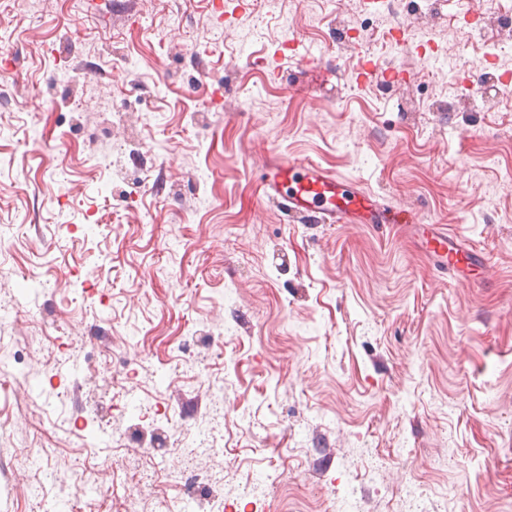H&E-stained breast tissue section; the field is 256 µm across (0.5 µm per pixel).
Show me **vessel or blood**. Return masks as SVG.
Segmentation results:
<instances>
[{
    "instance_id": "vessel-or-blood-1",
    "label": "vessel or blood",
    "mask_w": 512,
    "mask_h": 512,
    "mask_svg": "<svg viewBox=\"0 0 512 512\" xmlns=\"http://www.w3.org/2000/svg\"><path fill=\"white\" fill-rule=\"evenodd\" d=\"M265 195L288 216L316 218L323 224H413L417 217L401 205H385L362 190L340 181L320 165L304 160L273 158L262 174ZM440 263L462 272L466 283L491 281L490 259L481 251L445 233H436Z\"/></svg>"
}]
</instances>
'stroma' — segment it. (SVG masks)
Wrapping results in <instances>:
<instances>
[{"mask_svg": "<svg viewBox=\"0 0 512 512\" xmlns=\"http://www.w3.org/2000/svg\"><path fill=\"white\" fill-rule=\"evenodd\" d=\"M223 3L0 0V317L24 324L0 332L1 419L28 390L0 512H512V103L471 102L512 75V42L486 45L512 0ZM275 155L409 205L493 281L438 270L409 224L289 222Z\"/></svg>", "mask_w": 512, "mask_h": 512, "instance_id": "obj_1", "label": "stroma"}]
</instances>
